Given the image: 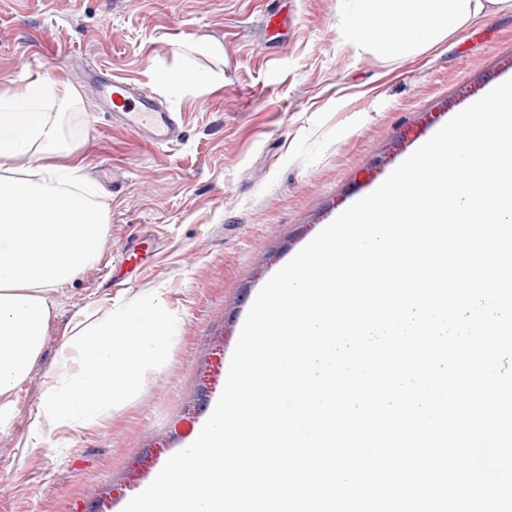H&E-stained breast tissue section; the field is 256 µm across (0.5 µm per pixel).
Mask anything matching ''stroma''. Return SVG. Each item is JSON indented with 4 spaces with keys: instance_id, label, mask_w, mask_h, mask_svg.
<instances>
[{
    "instance_id": "1",
    "label": "stroma",
    "mask_w": 512,
    "mask_h": 512,
    "mask_svg": "<svg viewBox=\"0 0 512 512\" xmlns=\"http://www.w3.org/2000/svg\"><path fill=\"white\" fill-rule=\"evenodd\" d=\"M288 13L269 37L263 16ZM338 0H0V86L61 78V115L109 228L99 258L54 294L41 355L0 427V512H123L220 397L260 289L421 142L512 76V12L409 59L356 54ZM192 69L194 85L158 73ZM141 83L180 120L171 147L114 125L91 75ZM162 289L169 359L101 423L32 435L73 317Z\"/></svg>"
}]
</instances>
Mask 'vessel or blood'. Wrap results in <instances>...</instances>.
<instances>
[{
  "label": "vessel or blood",
  "mask_w": 512,
  "mask_h": 512,
  "mask_svg": "<svg viewBox=\"0 0 512 512\" xmlns=\"http://www.w3.org/2000/svg\"><path fill=\"white\" fill-rule=\"evenodd\" d=\"M102 91L108 108L124 128L155 147L177 142L181 131L164 100L138 83L114 77L105 81Z\"/></svg>",
  "instance_id": "obj_1"
}]
</instances>
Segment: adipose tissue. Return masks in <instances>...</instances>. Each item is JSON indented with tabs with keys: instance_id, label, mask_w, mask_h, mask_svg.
I'll return each mask as SVG.
<instances>
[{
	"instance_id": "1",
	"label": "adipose tissue",
	"mask_w": 512,
	"mask_h": 512,
	"mask_svg": "<svg viewBox=\"0 0 512 512\" xmlns=\"http://www.w3.org/2000/svg\"><path fill=\"white\" fill-rule=\"evenodd\" d=\"M339 3L344 44L386 58L416 55L477 20L512 11V0ZM381 28L390 37L378 36ZM50 99L76 96L65 83L43 78L0 87V426L41 355L54 317L51 293L98 257L107 232L106 209L79 189L76 148L61 146L60 121L43 109ZM26 154L36 163L14 178ZM177 333L159 290L79 313L32 420L34 434L82 428L123 408L144 374L165 365Z\"/></svg>"
}]
</instances>
